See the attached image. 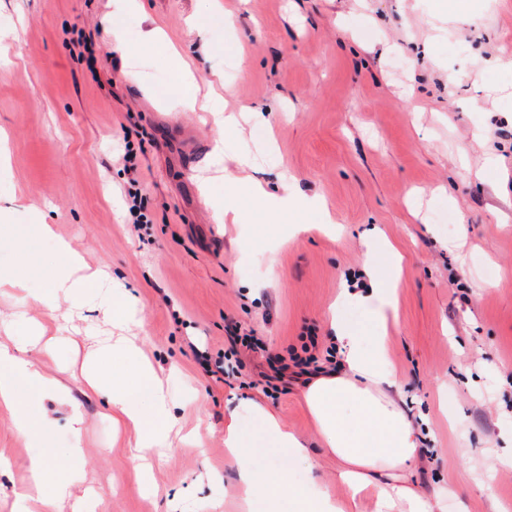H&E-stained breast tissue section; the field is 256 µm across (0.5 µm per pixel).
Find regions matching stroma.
Masks as SVG:
<instances>
[{
	"instance_id": "stroma-1",
	"label": "stroma",
	"mask_w": 512,
	"mask_h": 512,
	"mask_svg": "<svg viewBox=\"0 0 512 512\" xmlns=\"http://www.w3.org/2000/svg\"><path fill=\"white\" fill-rule=\"evenodd\" d=\"M0 0V275L20 272L25 290L0 296V339L41 371L70 374L66 403L38 401L49 418L41 442L18 435L0 408V512H14L32 458L83 473L74 496L94 512H240L236 469L224 458V421L236 398L267 401L311 446L309 461L253 451L257 468L287 469L306 485L309 463L326 481L336 459L318 443L304 385L275 378L268 355L289 357L309 339L329 344L327 317L350 272L373 262L362 234L382 230L403 255L389 351L408 413L423 415L427 450L418 488H449L444 512H512V99L472 85L512 86V0ZM199 33H191L188 21ZM187 49L200 98L238 110L224 128L174 107L178 78L146 25ZM120 29L139 54L125 64L108 46ZM95 65H88V55ZM418 101L410 112L402 95ZM266 120H253L251 110ZM142 134L134 165L124 131ZM223 137L224 151L210 145ZM266 187L293 182L323 200L343 228L279 246L263 205L236 192L241 161ZM155 219L139 233L124 216L131 185ZM236 219L215 223L216 208ZM53 226L40 236L35 223ZM64 238L109 282L50 307L47 288L66 263ZM140 311L135 333L178 419L198 427L194 445L172 442L142 486L134 430L116 433L106 396L81 378L96 340L112 333V285ZM237 324L266 352L232 347ZM232 351L234 373L211 376L193 346ZM276 382L275 398L266 394ZM84 418L73 433L71 409ZM81 453H73V446Z\"/></svg>"
}]
</instances>
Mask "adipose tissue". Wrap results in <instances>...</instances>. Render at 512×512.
<instances>
[{"label":"adipose tissue","mask_w":512,"mask_h":512,"mask_svg":"<svg viewBox=\"0 0 512 512\" xmlns=\"http://www.w3.org/2000/svg\"><path fill=\"white\" fill-rule=\"evenodd\" d=\"M238 183L273 219L288 210L306 212L320 206L319 200L299 196L290 183L275 196L247 178ZM385 254L389 276L370 272L366 287L341 293L343 302L373 312L371 339L331 313L329 331L338 349V368L314 376L303 391L320 442L336 458L335 485L313 479L297 487L289 483L286 471L259 470L252 460V440L234 418L224 427V454L236 467V493L244 506L260 501L267 512H434L447 495L444 487L423 493L412 481L425 437L399 403L391 367L387 312L395 306L402 257L390 246ZM98 351L99 359L84 369L89 386L107 395L115 422L130 423L137 430L138 452L162 447L177 420L158 374L142 363L131 337H108ZM31 384L45 395L66 394L58 377L41 372L17 349L0 342V405L11 410L17 432L36 442L48 419L33 406L27 392ZM239 406L259 422L269 447L281 458L307 459L306 441L269 406L254 400L240 401ZM30 472L44 512H61L81 480L80 475L59 472L43 457L32 459Z\"/></svg>","instance_id":"ef3b65f1"}]
</instances>
